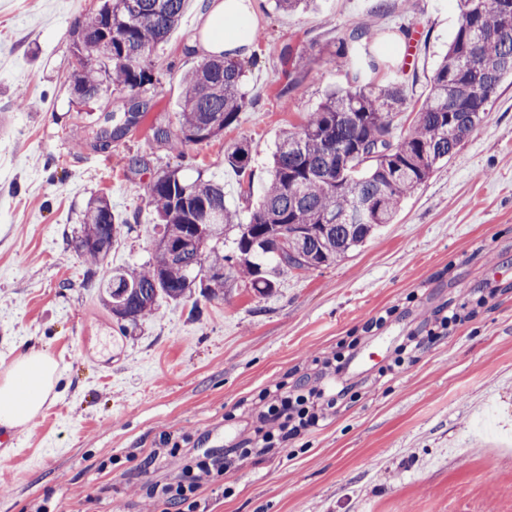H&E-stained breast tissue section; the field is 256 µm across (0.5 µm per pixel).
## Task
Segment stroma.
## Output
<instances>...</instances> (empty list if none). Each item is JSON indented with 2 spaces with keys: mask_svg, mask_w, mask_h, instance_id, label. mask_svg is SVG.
Listing matches in <instances>:
<instances>
[{
  "mask_svg": "<svg viewBox=\"0 0 512 512\" xmlns=\"http://www.w3.org/2000/svg\"><path fill=\"white\" fill-rule=\"evenodd\" d=\"M258 65L248 105L222 135L185 159L159 147L152 125L175 123L182 80L201 59L187 51L199 0L149 64L151 112L104 152L92 127L122 112L128 91L77 102L70 34L100 0H0V374L34 346L52 355L57 398L26 428L0 436V512H143L141 491L177 471L147 458L161 434L211 452L238 442L250 420L232 416L271 379L294 381L316 356L376 350L389 362L406 337L426 335L451 303L473 301L412 363L379 376L355 369L360 390L327 425L302 436L295 456L238 459L198 493L199 512H512V79L490 97L478 129L402 200L393 223L336 264L285 272L255 295L230 275L224 295L197 309L162 298L155 314L119 329L71 242L88 201L107 196L131 230L98 267H141L158 229L144 196L180 168L224 184V201L257 206L268 155L326 91L346 79L333 62L345 26L371 18L375 87L404 81L424 98L458 23L456 0H314L285 13L258 0ZM415 60L398 62L401 28ZM252 150L250 175L224 151ZM145 157L134 169L132 157Z\"/></svg>",
  "mask_w": 512,
  "mask_h": 512,
  "instance_id": "1",
  "label": "stroma"
}]
</instances>
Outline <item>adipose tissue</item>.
Wrapping results in <instances>:
<instances>
[{
	"label": "adipose tissue",
	"instance_id": "adipose-tissue-1",
	"mask_svg": "<svg viewBox=\"0 0 512 512\" xmlns=\"http://www.w3.org/2000/svg\"><path fill=\"white\" fill-rule=\"evenodd\" d=\"M254 21L253 0H206L200 33L191 46L203 57L233 60L248 56L253 39L242 28ZM57 381V364L48 352L33 347L20 351L0 378V425H27L55 399Z\"/></svg>",
	"mask_w": 512,
	"mask_h": 512
}]
</instances>
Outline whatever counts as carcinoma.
<instances>
[{
	"label": "carcinoma",
	"instance_id": "1",
	"mask_svg": "<svg viewBox=\"0 0 512 512\" xmlns=\"http://www.w3.org/2000/svg\"><path fill=\"white\" fill-rule=\"evenodd\" d=\"M459 24L439 62L412 129L393 131V110L406 103L404 85L366 83L382 62L367 51L374 25L358 22L339 39L335 56L347 88L328 93L298 130L282 133L272 153L269 181L247 220L224 204V185L203 174L189 180L168 170L144 187L161 228L148 265L113 270L105 293L113 317L137 323L156 311L159 298L177 303L199 293H224V263L236 266L260 295L276 289L274 274L309 272L330 265L392 223L401 198L425 182L435 166L451 159L482 122L491 94L512 77V0H458ZM186 0H103L97 12L72 32V48L96 64L70 75L74 98L87 102L113 88L132 93L112 125L93 132L87 145L106 150L150 111L140 90L153 83L148 60L183 16ZM242 64L206 59L183 80L177 128L157 123L153 140L183 156L189 147L220 134L246 108ZM252 161L246 144L224 154L239 173ZM239 227L236 254H224V225ZM206 231L198 250L184 242L193 227ZM128 219L105 198L91 200L75 250L99 262ZM298 231L297 253L283 258L280 238Z\"/></svg>",
	"mask_w": 512,
	"mask_h": 512
}]
</instances>
